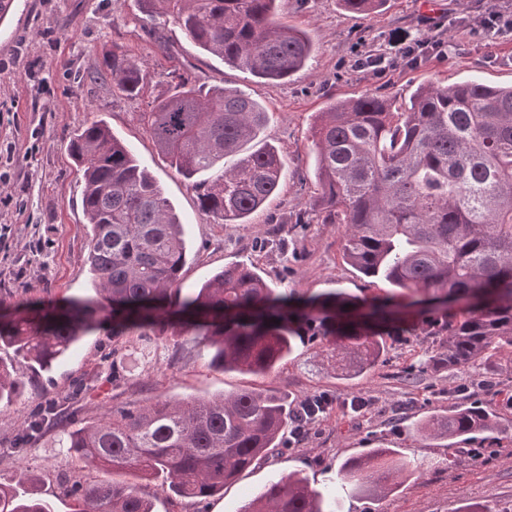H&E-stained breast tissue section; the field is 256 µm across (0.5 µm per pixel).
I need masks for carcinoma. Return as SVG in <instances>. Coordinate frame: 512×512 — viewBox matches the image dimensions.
Instances as JSON below:
<instances>
[{
	"label": "carcinoma",
	"mask_w": 512,
	"mask_h": 512,
	"mask_svg": "<svg viewBox=\"0 0 512 512\" xmlns=\"http://www.w3.org/2000/svg\"><path fill=\"white\" fill-rule=\"evenodd\" d=\"M141 12L166 15L186 37L224 64L265 80L302 69L314 47L276 19L278 0H138ZM367 13L383 0H341ZM93 80L139 95L147 74L114 44ZM167 94L140 121L171 167L195 180L202 213L217 224H246L280 189L282 155L262 145L214 178L199 175L256 140L265 107L236 88L205 89L171 71ZM323 224H343V258L362 275L391 286L384 302L360 314H336L340 291L297 297L270 286L250 264H233L199 287H180L186 262L183 224L155 178L102 119L72 135L81 204L90 225L85 263L95 295L66 308L19 301L0 315V345L48 369L85 334L112 325L114 336L149 344L169 330L213 350L210 363L255 375L272 371L297 341L335 336L336 370L359 375L385 350V336H442L426 364L479 368L495 382L492 357L512 349V86L478 81L423 83L405 105L363 93L333 99L312 126ZM279 323H274V320ZM23 393L16 370L0 363V403ZM295 408L273 390L213 398L134 401L78 425L49 408L15 438L31 450L44 424L65 430L77 469L103 475L86 485L63 474L73 512H154L139 482L164 493L206 498L224 491L280 447ZM496 415L458 405L421 419L417 431L448 441L498 433ZM396 448L350 458L336 487L360 497L388 496L410 472ZM0 480V512H53L39 493ZM325 494L294 474L270 483L243 512H326Z\"/></svg>",
	"instance_id": "obj_1"
}]
</instances>
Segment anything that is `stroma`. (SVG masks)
Returning a JSON list of instances; mask_svg holds the SVG:
<instances>
[{
  "label": "stroma",
  "instance_id": "stroma-1",
  "mask_svg": "<svg viewBox=\"0 0 512 512\" xmlns=\"http://www.w3.org/2000/svg\"><path fill=\"white\" fill-rule=\"evenodd\" d=\"M488 0H386L382 10L361 15L342 9L339 0H279L276 18L306 32L314 52L306 67L281 81L255 78L202 54L171 19L149 20L137 0H21L10 32L0 34V141L16 145L7 192L22 210L0 211V224L13 237L0 245V299L62 304L92 294L83 261L90 227L81 206V183L67 143L73 133L102 119L121 137L161 185L184 224L188 243L182 285L196 287L210 272L237 262L254 264L275 287L298 294L338 290L351 298L386 293V283L347 264L341 251L344 227L321 223L312 209L317 194L316 154L311 125L329 99L372 92L407 101L423 83L455 84L470 79L491 86L512 85V34L473 27ZM439 23L441 55L404 64L375 78L353 66L358 50H391L411 43ZM119 45L151 74L134 98L113 93L107 82L87 81L103 54ZM179 70L197 83L249 92L268 112L263 142L278 147L284 162L281 189L244 226L213 223L198 207L191 184L159 153L137 119L149 102L168 90L166 75ZM39 149L26 155L31 133ZM309 221L297 223L299 212ZM276 244H267L270 229ZM386 349L365 375L348 379L336 371L321 342L300 345L271 372L253 375L210 366V349L172 334L144 348L128 336L95 331L81 338L52 371L28 363L17 369L25 383L21 397L0 404V476L15 481L37 473L41 490L55 512H71L59 493L57 476L70 472L60 428L45 426L33 449L14 452L12 441L23 420L55 404L75 419L92 422L132 401L212 397L243 388L271 389L302 401L328 396L332 404L302 442L279 448L258 460L223 493L178 498L142 484L155 512H241L269 483L293 472L316 487L332 485L349 457L374 448H396L413 474L389 497L355 499L340 492L341 512H512V354L499 353L498 386L467 394L469 403L494 410L502 431L493 439L458 440L456 448L420 436L415 422L447 411L457 398L463 374L424 369L428 347L420 336L385 339ZM120 365H113V352ZM362 395L372 401L355 415L344 403ZM483 449L480 460L467 456Z\"/></svg>",
  "mask_w": 512,
  "mask_h": 512
}]
</instances>
